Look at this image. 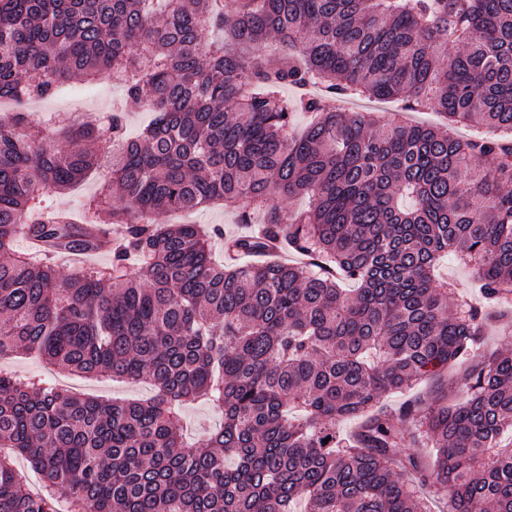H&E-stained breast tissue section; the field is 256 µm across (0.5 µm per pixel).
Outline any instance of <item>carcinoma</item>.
Listing matches in <instances>:
<instances>
[{
  "label": "carcinoma",
  "instance_id": "carcinoma-1",
  "mask_svg": "<svg viewBox=\"0 0 512 512\" xmlns=\"http://www.w3.org/2000/svg\"><path fill=\"white\" fill-rule=\"evenodd\" d=\"M102 73L155 112L137 139L114 118L62 149L25 113L0 121V358L155 394L110 402L0 373V512H57L59 494L71 512H432L431 488L449 512H512V354L477 359L489 309L512 307V0H0V97ZM359 98L433 105L448 124L336 107ZM298 111L311 119L292 138ZM109 132L111 174L77 224L44 197L97 167ZM214 203L243 224L266 215L227 253L285 241L313 262L215 264L209 234L157 220ZM95 224L125 230L103 243ZM25 236L44 251L15 250ZM100 245L110 265L58 277V250ZM445 254L486 304L448 310ZM191 400L224 413L194 447ZM424 437L431 465L404 452Z\"/></svg>",
  "mask_w": 512,
  "mask_h": 512
}]
</instances>
